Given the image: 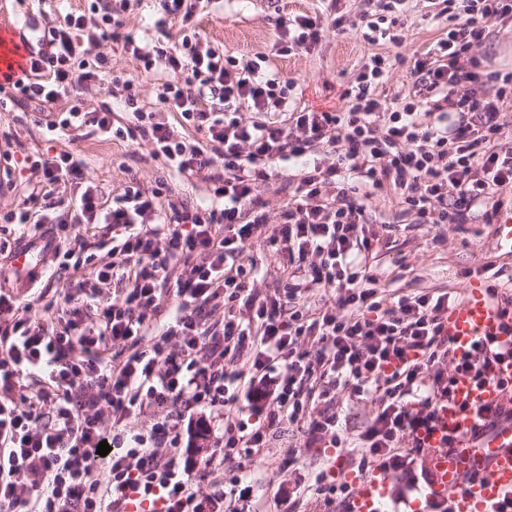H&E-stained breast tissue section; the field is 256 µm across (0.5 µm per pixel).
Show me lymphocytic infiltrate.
Segmentation results:
<instances>
[{
  "instance_id": "1",
  "label": "lymphocytic infiltrate",
  "mask_w": 512,
  "mask_h": 512,
  "mask_svg": "<svg viewBox=\"0 0 512 512\" xmlns=\"http://www.w3.org/2000/svg\"><path fill=\"white\" fill-rule=\"evenodd\" d=\"M444 2L447 30L415 53L404 104L382 97L393 63L376 53L340 108L293 107L290 87L258 62L201 47L206 0H160V37L150 42L123 34L111 13L95 23L66 14L30 68L6 75L1 110L70 97L49 130L144 141L170 172L203 176L211 201L177 203L166 187L149 190L134 177L112 196L91 184L79 190L80 158L25 156L36 181L0 219L30 234L55 225L51 265L86 274L39 315L0 292V512H243L251 486L225 483L216 459L245 465L288 425L308 446L346 447L361 468L386 471L402 446L423 450L419 434L436 423L456 374L491 376L492 341L454 354L448 293L383 292L376 269L388 242L366 214L367 200L385 195L398 200L400 222L467 224L477 212L492 224L512 201L507 89L491 97L475 89V50L492 22L512 17V0ZM344 26L341 17L293 15L275 51L311 50L325 29ZM116 51L166 74L150 108L133 80L122 82L128 118L119 125L108 106L89 111L75 96L117 81ZM188 128L200 139L187 138ZM312 151L327 165L291 175L281 220L270 222L260 185L278 163ZM255 242L284 260L274 291L258 287L247 254ZM112 284L121 293L111 299L103 288ZM313 286L335 293V303L311 306ZM165 311L171 319L155 328ZM116 345L124 359L112 356ZM242 352L248 370L225 369V358ZM345 389L372 405L354 446L334 404ZM177 402L224 414L220 452L202 456L193 476L179 467L178 420L164 412L146 431L127 427ZM105 440L111 450L97 478L92 464Z\"/></svg>"
}]
</instances>
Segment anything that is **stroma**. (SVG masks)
I'll return each instance as SVG.
<instances>
[{"label":"stroma","instance_id":"35a3bbf8","mask_svg":"<svg viewBox=\"0 0 512 512\" xmlns=\"http://www.w3.org/2000/svg\"><path fill=\"white\" fill-rule=\"evenodd\" d=\"M121 14L126 29L137 38L157 37L153 25L158 0H142L127 9L123 0H101ZM88 0H7L11 18L34 17L40 28L59 26L67 12H83ZM381 15L379 0H213L201 21L203 46L223 49L239 59L255 53H271L279 26L294 14L315 15L335 12L347 18L360 10ZM434 0H407L405 12L394 31L399 43L387 40L371 44L360 34L326 32L314 50H299L274 59L265 67L269 77L280 83H294L293 93L301 106L315 110L337 109L340 95L355 85L364 64L373 53L401 55L402 60L388 73L383 85L389 98L404 99L411 88L410 68L415 51L424 49L442 33L432 15ZM482 72H512V17L493 22L480 47ZM37 109L0 112V151L12 150L15 160L34 153L68 151L84 159L83 180L104 192H118L122 182L136 176L141 185L155 187L167 182L171 198L191 205L209 200L208 185L200 179L184 180L170 173L151 156L148 143L132 144L103 140L74 131L62 137L48 131ZM381 283L388 293L450 291L462 294L471 279L496 285L500 297L512 296V243L498 225L482 220L457 226L443 224H402L391 233L390 248L381 258ZM306 437L294 428L276 433L267 448L246 467L253 486L249 506L252 512H280L274 505L277 491L294 489L296 482L313 481L318 473L343 482L345 474L359 470L358 458L344 448H309ZM427 456H419L410 472L388 470L385 512H413L429 484Z\"/></svg>","mask_w":512,"mask_h":512}]
</instances>
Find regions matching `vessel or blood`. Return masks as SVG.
<instances>
[{
	"label": "vessel or blood",
	"mask_w": 512,
	"mask_h": 512,
	"mask_svg": "<svg viewBox=\"0 0 512 512\" xmlns=\"http://www.w3.org/2000/svg\"><path fill=\"white\" fill-rule=\"evenodd\" d=\"M33 18L0 27V77L27 66L38 44L21 38L19 28H34ZM54 249L50 234L21 241L5 262L15 283L24 286L41 274ZM445 329L456 355L471 351L474 343L487 336L512 348V328L504 326L502 305L488 289L468 288L464 300L449 309ZM512 380V357L494 365L487 381L475 380L467 373L457 374L452 394L438 408V421L421 433L423 443L432 449L430 467L433 481L424 498L425 506L448 501L451 512H493L494 507L512 499V427L475 441L476 432L486 421L487 407L501 398L500 380ZM356 493L345 512H381L386 482L380 469L355 477Z\"/></svg>",
	"instance_id": "vessel-or-blood-1"
}]
</instances>
